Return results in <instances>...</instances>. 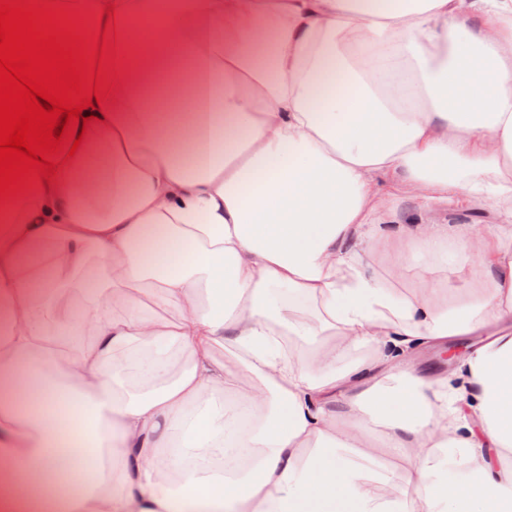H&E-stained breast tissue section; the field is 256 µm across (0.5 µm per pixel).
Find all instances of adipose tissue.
<instances>
[{"label": "adipose tissue", "instance_id": "ef3b65f1", "mask_svg": "<svg viewBox=\"0 0 512 512\" xmlns=\"http://www.w3.org/2000/svg\"><path fill=\"white\" fill-rule=\"evenodd\" d=\"M80 2L125 74L0 208V512H512V0ZM448 218L457 223L470 224L474 221L476 225L491 224L496 221V215L490 207H477L460 213H448Z\"/></svg>", "mask_w": 512, "mask_h": 512}]
</instances>
